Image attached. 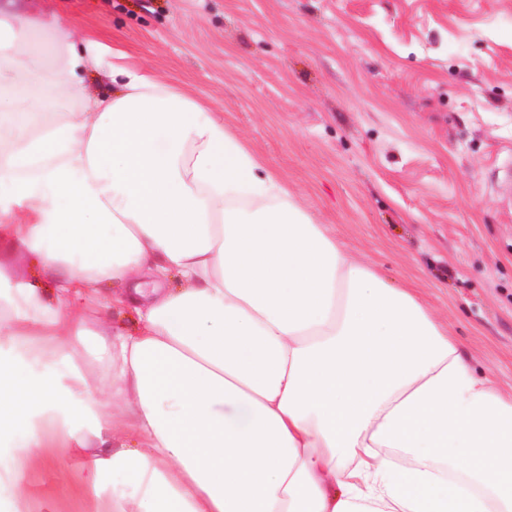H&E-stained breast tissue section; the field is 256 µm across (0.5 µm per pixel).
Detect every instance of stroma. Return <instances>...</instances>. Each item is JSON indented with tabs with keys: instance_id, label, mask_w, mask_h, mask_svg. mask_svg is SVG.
Returning <instances> with one entry per match:
<instances>
[{
	"instance_id": "stroma-1",
	"label": "stroma",
	"mask_w": 512,
	"mask_h": 512,
	"mask_svg": "<svg viewBox=\"0 0 512 512\" xmlns=\"http://www.w3.org/2000/svg\"><path fill=\"white\" fill-rule=\"evenodd\" d=\"M87 39L224 115V125L337 244L432 308L470 366L512 394V0H44ZM96 390L109 359L82 337ZM41 419L0 453L32 455L19 512H97L85 457H34Z\"/></svg>"
}]
</instances>
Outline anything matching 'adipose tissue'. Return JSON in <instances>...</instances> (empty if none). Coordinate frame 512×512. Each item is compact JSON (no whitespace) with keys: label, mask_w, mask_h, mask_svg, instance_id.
I'll list each match as a JSON object with an SVG mask.
<instances>
[{"label":"adipose tissue","mask_w":512,"mask_h":512,"mask_svg":"<svg viewBox=\"0 0 512 512\" xmlns=\"http://www.w3.org/2000/svg\"><path fill=\"white\" fill-rule=\"evenodd\" d=\"M53 56V74L30 66ZM0 13V243L55 287L16 280L0 320V440L69 405V302L101 282L139 318L100 325L110 400L48 422L39 450L94 449L107 512H512V396L434 312L343 252L224 126L223 113ZM81 108H74V101ZM177 287H169V280ZM53 365L33 370L31 359ZM84 93L88 97L98 98L112 95V80L102 71L89 67L84 74Z\"/></svg>","instance_id":"obj_1"}]
</instances>
